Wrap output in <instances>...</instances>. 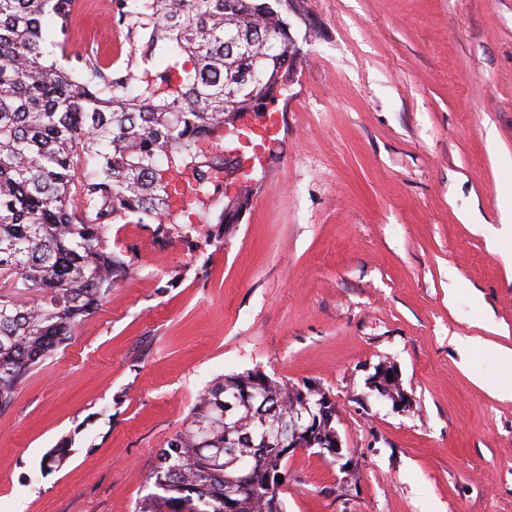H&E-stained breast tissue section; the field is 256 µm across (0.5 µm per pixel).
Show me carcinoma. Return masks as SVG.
Returning a JSON list of instances; mask_svg holds the SVG:
<instances>
[{
  "label": "carcinoma",
  "mask_w": 512,
  "mask_h": 512,
  "mask_svg": "<svg viewBox=\"0 0 512 512\" xmlns=\"http://www.w3.org/2000/svg\"><path fill=\"white\" fill-rule=\"evenodd\" d=\"M73 2L0 0V407L130 269L108 248L112 225L149 220L157 239L190 241L159 159L210 195V171L228 158L198 143L288 89L301 55L296 0H115L139 55L114 69L66 53ZM248 198L224 203L196 240L223 234ZM304 388L259 370L216 378L161 449L136 512H224L227 450L251 465L235 512H285L283 451L263 443L259 411L288 415Z\"/></svg>",
  "instance_id": "obj_1"
}]
</instances>
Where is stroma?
<instances>
[{
	"label": "stroma",
	"instance_id": "obj_1",
	"mask_svg": "<svg viewBox=\"0 0 512 512\" xmlns=\"http://www.w3.org/2000/svg\"><path fill=\"white\" fill-rule=\"evenodd\" d=\"M283 127L237 224L133 265L0 409V512H134L160 449L221 375L335 400L351 461L299 450L287 512H512V0H301ZM71 53L129 54L93 21ZM393 365L411 403L367 387ZM67 443L62 467L43 458Z\"/></svg>",
	"mask_w": 512,
	"mask_h": 512
}]
</instances>
